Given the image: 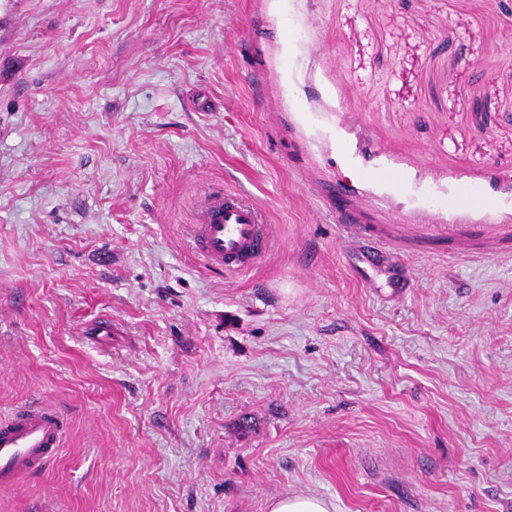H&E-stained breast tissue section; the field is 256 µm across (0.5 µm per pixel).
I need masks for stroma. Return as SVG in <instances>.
I'll return each mask as SVG.
<instances>
[{"label": "stroma", "instance_id": "obj_1", "mask_svg": "<svg viewBox=\"0 0 512 512\" xmlns=\"http://www.w3.org/2000/svg\"><path fill=\"white\" fill-rule=\"evenodd\" d=\"M221 186L273 245L206 269ZM0 512H512L501 0H0ZM253 422L241 431L242 418ZM66 425L58 409L40 402L1 412L0 487H12L56 459ZM334 506L323 497L315 495L287 496L275 501L271 512H333Z\"/></svg>", "mask_w": 512, "mask_h": 512}]
</instances>
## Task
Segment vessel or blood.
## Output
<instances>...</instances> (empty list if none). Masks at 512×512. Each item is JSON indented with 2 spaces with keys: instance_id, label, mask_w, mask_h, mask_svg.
I'll list each match as a JSON object with an SVG mask.
<instances>
[{
  "instance_id": "b4317fda",
  "label": "vessel or blood",
  "mask_w": 512,
  "mask_h": 512,
  "mask_svg": "<svg viewBox=\"0 0 512 512\" xmlns=\"http://www.w3.org/2000/svg\"><path fill=\"white\" fill-rule=\"evenodd\" d=\"M188 234L205 265L228 274L252 268L270 247L261 211L231 191L208 197ZM66 425L58 409L39 402L1 413L0 487L16 485L56 459Z\"/></svg>"
}]
</instances>
